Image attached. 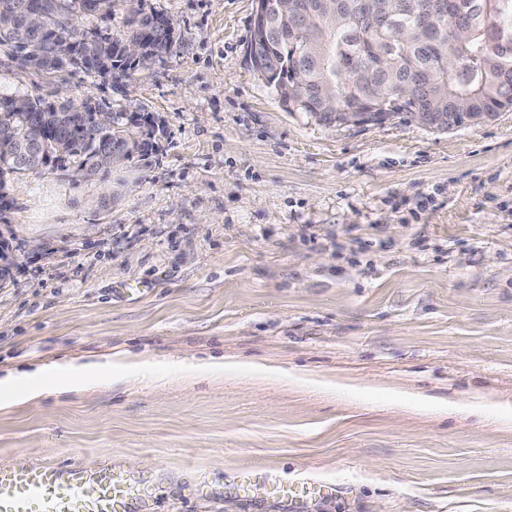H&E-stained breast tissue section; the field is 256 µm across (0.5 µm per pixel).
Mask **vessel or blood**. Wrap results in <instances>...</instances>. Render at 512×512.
Returning a JSON list of instances; mask_svg holds the SVG:
<instances>
[{
	"label": "vessel or blood",
	"mask_w": 512,
	"mask_h": 512,
	"mask_svg": "<svg viewBox=\"0 0 512 512\" xmlns=\"http://www.w3.org/2000/svg\"><path fill=\"white\" fill-rule=\"evenodd\" d=\"M156 484L103 461L36 465L26 456L0 466V512H139Z\"/></svg>",
	"instance_id": "b4317fda"
}]
</instances>
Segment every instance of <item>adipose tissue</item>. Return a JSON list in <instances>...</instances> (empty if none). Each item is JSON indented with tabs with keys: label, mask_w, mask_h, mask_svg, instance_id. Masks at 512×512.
I'll return each instance as SVG.
<instances>
[{
	"label": "adipose tissue",
	"mask_w": 512,
	"mask_h": 512,
	"mask_svg": "<svg viewBox=\"0 0 512 512\" xmlns=\"http://www.w3.org/2000/svg\"><path fill=\"white\" fill-rule=\"evenodd\" d=\"M130 358H112L82 362L63 358L51 365H37L30 370H10L0 376V398L14 405L44 394L83 393L94 387L123 380L137 370Z\"/></svg>",
	"instance_id": "obj_1"
}]
</instances>
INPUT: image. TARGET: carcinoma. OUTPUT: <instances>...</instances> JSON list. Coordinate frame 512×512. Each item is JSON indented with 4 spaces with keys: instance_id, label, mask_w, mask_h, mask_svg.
<instances>
[{
    "instance_id": "1",
    "label": "carcinoma",
    "mask_w": 512,
    "mask_h": 512,
    "mask_svg": "<svg viewBox=\"0 0 512 512\" xmlns=\"http://www.w3.org/2000/svg\"><path fill=\"white\" fill-rule=\"evenodd\" d=\"M114 0H0V50L17 65L46 75L84 74L119 90L177 49L172 21L130 10L121 34L104 46L99 27L75 18L112 15ZM432 0H263L266 30L252 26L247 54L287 112H303L323 125H339L338 112H354L373 125L430 112L429 127L446 132L492 119L512 108V0H446L435 14L437 31L420 29V6ZM138 47L141 54L129 56ZM105 103L86 97L49 100L0 93V132L23 146L38 143L47 155L17 168L0 153L4 177L73 166L105 175L134 157L148 159L166 136L164 122L145 108L112 112L103 129Z\"/></svg>"
}]
</instances>
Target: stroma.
<instances>
[{
  "instance_id": "stroma-1",
  "label": "stroma",
  "mask_w": 512,
  "mask_h": 512,
  "mask_svg": "<svg viewBox=\"0 0 512 512\" xmlns=\"http://www.w3.org/2000/svg\"><path fill=\"white\" fill-rule=\"evenodd\" d=\"M144 7L181 44L121 93L0 53L1 92L143 106L168 132L101 182H8L0 369L144 365L0 409V466L109 458L157 482L141 512H289L224 493L240 471L334 484L308 512H512V111L321 125L253 71V0ZM211 357L240 367L192 370Z\"/></svg>"
}]
</instances>
